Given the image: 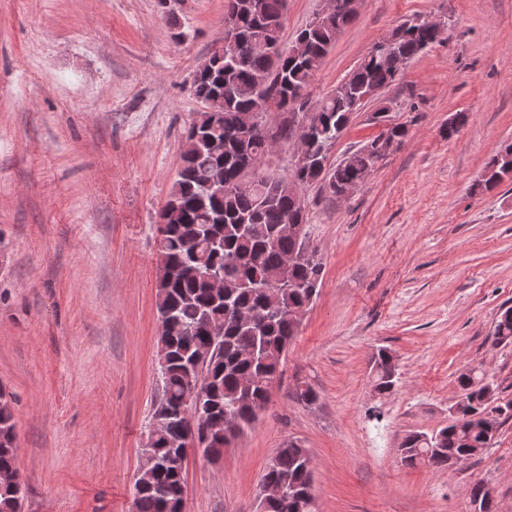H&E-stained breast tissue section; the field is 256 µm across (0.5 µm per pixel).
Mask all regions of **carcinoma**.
<instances>
[{"label": "carcinoma", "instance_id": "cac0c4a2", "mask_svg": "<svg viewBox=\"0 0 512 512\" xmlns=\"http://www.w3.org/2000/svg\"><path fill=\"white\" fill-rule=\"evenodd\" d=\"M336 0V10L314 16L284 44L281 31L287 0H225L221 52L194 72L190 86L204 111L186 129L181 166L160 213L156 263V308L161 322L158 343L166 348L159 362L160 393L152 420L161 423L153 447V479L145 490L134 488L137 512H182L187 401L196 395L198 377L208 380L200 396L199 439L214 458L225 445L257 421L270 400L269 384L282 360L273 354L288 349L298 333L295 312L317 295L322 262L311 252L292 265L286 259L302 251L303 242L284 228L306 224L308 214L298 193L319 182L333 199L375 168L383 136L403 140L402 124H392L351 153L340 167L327 170L328 156L373 88L392 85L405 65L431 46L432 30L407 20L393 32L384 56L369 55L352 73L316 101L306 90L334 44L337 32L355 14ZM269 83L261 88L256 76ZM306 111L310 120L301 134L288 124L277 130L280 145L295 136L307 145L304 163L285 176L265 174L263 160L272 148L260 133L271 108ZM512 176V144L503 145L487 163L475 188L490 190ZM224 278L217 292L212 281ZM493 338L512 344V308L495 321ZM373 388L380 396L394 391L399 377L392 355L380 348L372 357ZM462 391L452 422L431 435L412 432L401 452L411 466L448 468V461L477 456L492 445L487 416L497 423L512 420V401L496 397L486 373L471 369L458 378ZM15 423L0 392V470L17 468ZM310 452L297 440L277 449L263 475L284 493L263 512H315L311 503L313 471ZM22 497L0 489V512H21Z\"/></svg>", "mask_w": 512, "mask_h": 512}]
</instances>
